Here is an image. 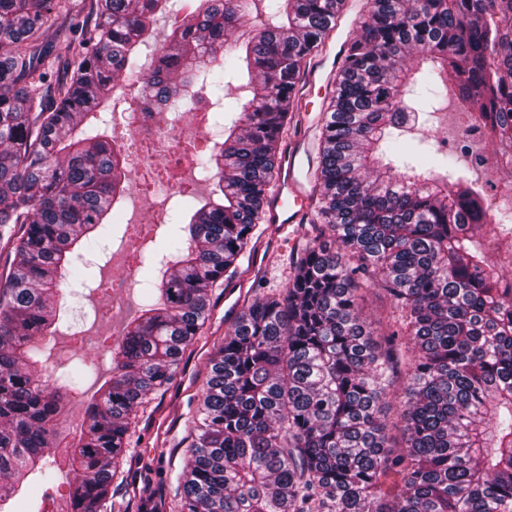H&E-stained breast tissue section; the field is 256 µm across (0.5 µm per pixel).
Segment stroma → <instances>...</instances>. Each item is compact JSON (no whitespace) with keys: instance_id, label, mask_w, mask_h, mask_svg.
I'll return each instance as SVG.
<instances>
[{"instance_id":"35a3bbf8","label":"stroma","mask_w":512,"mask_h":512,"mask_svg":"<svg viewBox=\"0 0 512 512\" xmlns=\"http://www.w3.org/2000/svg\"><path fill=\"white\" fill-rule=\"evenodd\" d=\"M336 73L324 67L311 91L306 94L310 111L305 120L294 121L284 137L285 143L303 139L301 178L310 196H318L314 172L319 162L320 128L332 95L330 83ZM401 148H416L412 162L419 171H427L428 160L438 151L471 148L475 152H494L489 142L467 140L463 118L454 104H445L426 129L415 130L402 137ZM123 238L110 237L103 241L101 254L105 265L97 276L99 286L88 290L82 285L88 270H81L73 281V307L92 308L96 317L86 320L82 334L71 335V316L61 320L55 340V356L66 359L72 353L84 354L97 365L95 375L85 381L88 391H95L110 372V352L104 341L122 332L129 320L137 315L142 304V292L137 282L141 278L138 260L141 252L153 251L159 240L169 233L171 224L167 204L160 194H129L121 202L113 219ZM315 234L313 224H297L288 232L268 229L258 247L252 248L249 273L240 275L229 285L214 290L215 305L206 323L204 335L189 347L168 391L156 400L154 411L141 416L133 430L132 446L136 460L128 473L129 483L149 478L155 491L166 499L173 498L176 477L189 459L193 431L192 416L200 402L203 383L215 343L220 341L240 313L247 298L262 292L283 290L291 272V256L297 247ZM74 481L73 473L61 471L50 484H35L16 503V512H56Z\"/></svg>"}]
</instances>
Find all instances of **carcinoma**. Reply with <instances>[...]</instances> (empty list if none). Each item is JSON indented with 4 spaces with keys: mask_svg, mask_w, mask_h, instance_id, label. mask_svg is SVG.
Segmentation results:
<instances>
[{
    "mask_svg": "<svg viewBox=\"0 0 512 512\" xmlns=\"http://www.w3.org/2000/svg\"><path fill=\"white\" fill-rule=\"evenodd\" d=\"M0 0V512L31 476L58 470L64 402L84 394L47 352L62 286L112 232L130 190L126 157L95 122L122 75L155 87L176 122L198 85L237 113L192 155L211 197H180L186 226L141 261L148 303L112 342V375L88 401L68 466L70 512H115L131 430L198 336L213 288L241 274L265 229L279 146L303 64L324 47L342 0H186L152 42L170 0ZM270 23L248 25L252 5ZM70 19L61 41L47 23ZM250 30L239 33L244 26ZM238 38L228 42L233 35ZM250 73L247 99L224 87ZM454 92L465 132L512 150V0H372L336 74L314 173L315 235L288 286L247 301L215 347L176 499L131 486L138 512H512V280L491 258L509 205L443 154L440 179L386 162L393 131L425 114L410 86ZM382 281L389 327L362 313L361 281Z\"/></svg>",
    "mask_w": 512,
    "mask_h": 512,
    "instance_id": "1",
    "label": "carcinoma"
}]
</instances>
